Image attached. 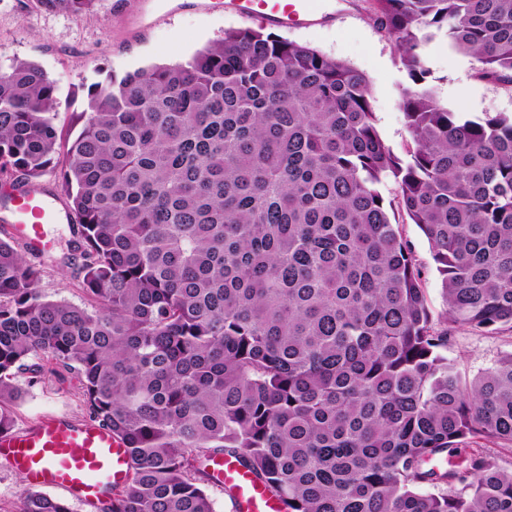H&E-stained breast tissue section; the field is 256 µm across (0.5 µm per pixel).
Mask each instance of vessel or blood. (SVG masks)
<instances>
[{
  "mask_svg": "<svg viewBox=\"0 0 512 512\" xmlns=\"http://www.w3.org/2000/svg\"><path fill=\"white\" fill-rule=\"evenodd\" d=\"M322 6L323 0H224L225 11L283 27L309 24ZM11 204L5 232L29 254L43 255L52 245L53 225L67 220L68 212L39 192L16 193ZM0 462L22 471L29 485L60 490L81 502L100 499L128 478L125 449L109 430L60 416L0 434ZM211 471L218 485L234 488V512H280L278 502L233 459L213 458Z\"/></svg>",
  "mask_w": 512,
  "mask_h": 512,
  "instance_id": "1",
  "label": "vessel or blood"
}]
</instances>
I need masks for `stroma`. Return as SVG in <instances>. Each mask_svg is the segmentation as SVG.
<instances>
[{
  "label": "stroma",
  "mask_w": 512,
  "mask_h": 512,
  "mask_svg": "<svg viewBox=\"0 0 512 512\" xmlns=\"http://www.w3.org/2000/svg\"><path fill=\"white\" fill-rule=\"evenodd\" d=\"M244 26L308 45L365 73L378 133L395 155L406 157L413 143L399 93L409 79L393 39L374 22L373 0H329L324 14L301 28L276 26L260 17L242 20L225 12L221 0H95L91 14L82 16L47 11L33 0H0V66L29 61L56 82L55 124L64 146L80 131L73 116L86 109L92 85L153 65L186 61L221 41L226 30ZM424 60L440 104L470 118L512 113V87L479 78L475 60L454 50L446 36L437 35L426 46ZM399 231L423 268L433 317H443L441 279L427 239L411 223L401 224ZM72 241L68 225H58L52 250L38 259V288L49 299L89 308L93 302L69 262ZM511 351L510 327L485 335L455 326L447 356L474 377ZM12 409L19 427L49 415L79 421L87 417L77 378L51 361L45 362L37 381L25 385Z\"/></svg>",
  "instance_id": "obj_1"
}]
</instances>
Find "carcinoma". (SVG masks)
<instances>
[{"instance_id":"carcinoma-1","label":"carcinoma","mask_w":512,"mask_h":512,"mask_svg":"<svg viewBox=\"0 0 512 512\" xmlns=\"http://www.w3.org/2000/svg\"><path fill=\"white\" fill-rule=\"evenodd\" d=\"M35 2L79 15L94 0ZM373 2L409 77L404 160L364 73L252 28L93 86L61 160L55 82L28 61L0 72V179L57 173L98 302L45 298L41 269L0 239V434L42 358L75 374L129 457L108 512H214L218 455L282 512H512V467L477 449L453 463L512 447V353L473 379L448 360L391 219L401 208L428 239L447 320L512 327V115L441 106L424 65L443 33L512 84V0ZM20 512L72 509L26 489Z\"/></svg>"}]
</instances>
